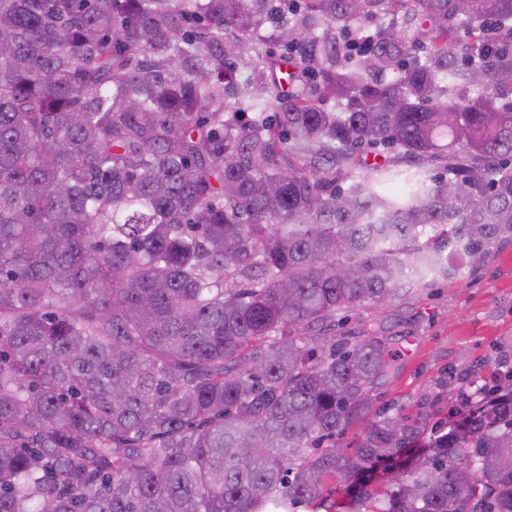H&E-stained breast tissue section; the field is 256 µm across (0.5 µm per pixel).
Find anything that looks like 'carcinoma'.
I'll use <instances>...</instances> for the list:
<instances>
[{
  "mask_svg": "<svg viewBox=\"0 0 512 512\" xmlns=\"http://www.w3.org/2000/svg\"><path fill=\"white\" fill-rule=\"evenodd\" d=\"M462 8L0 0V512H512V368L425 437L331 334L512 244V0ZM371 314V311L360 309H351L346 313H341L339 317H342V324L336 326V336L340 333H344L348 336H357L358 332L363 327V320L367 315Z\"/></svg>",
  "mask_w": 512,
  "mask_h": 512,
  "instance_id": "1",
  "label": "carcinoma"
}]
</instances>
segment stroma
<instances>
[{"instance_id":"35a3bbf8","label":"stroma","mask_w":512,"mask_h":512,"mask_svg":"<svg viewBox=\"0 0 512 512\" xmlns=\"http://www.w3.org/2000/svg\"><path fill=\"white\" fill-rule=\"evenodd\" d=\"M369 315L389 338L394 360L375 388L377 405L412 415L422 399L435 396L441 416H448L457 395L441 388L443 378L468 382L499 361L512 363V244L492 245L460 280H437L371 314L361 308L343 313L339 333L357 335Z\"/></svg>"}]
</instances>
